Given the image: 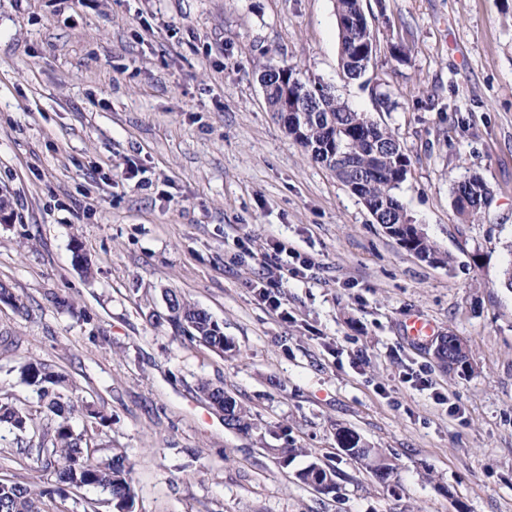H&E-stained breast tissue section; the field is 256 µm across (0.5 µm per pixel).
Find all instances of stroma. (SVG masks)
Instances as JSON below:
<instances>
[{
    "label": "stroma",
    "mask_w": 512,
    "mask_h": 512,
    "mask_svg": "<svg viewBox=\"0 0 512 512\" xmlns=\"http://www.w3.org/2000/svg\"><path fill=\"white\" fill-rule=\"evenodd\" d=\"M334 5L0 0V285L17 299L0 302V401L34 416L0 427V476L57 486L24 451L46 421L19 369L41 361L111 416L71 425L95 460L125 453L133 512H512V0H363L376 46L353 82ZM267 61L396 133L398 195L451 265L403 248L285 133ZM473 172L493 201L471 224L451 188ZM274 242L314 260L283 288L286 320L259 295ZM171 292L235 356L157 325ZM414 315L432 338L405 335ZM448 334L466 369L436 359ZM202 380L248 405L253 430L227 428ZM340 427L382 452L388 479L339 447ZM287 444L313 454L281 464ZM313 461L335 467V490L297 479Z\"/></svg>",
    "instance_id": "1"
}]
</instances>
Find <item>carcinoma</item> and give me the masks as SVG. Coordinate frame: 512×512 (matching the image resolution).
Wrapping results in <instances>:
<instances>
[{
    "instance_id": "1",
    "label": "carcinoma",
    "mask_w": 512,
    "mask_h": 512,
    "mask_svg": "<svg viewBox=\"0 0 512 512\" xmlns=\"http://www.w3.org/2000/svg\"><path fill=\"white\" fill-rule=\"evenodd\" d=\"M336 18L345 25L339 30L340 59L348 81H357L365 73L359 68L357 55L370 39L371 32L364 24L366 16L360 0H336ZM259 81L263 83L264 99L269 111L283 112L289 101L301 104L306 116L308 135L300 145L312 160L322 164L344 184L358 181L366 205L380 214V222L393 229L392 237L421 259L439 265L451 263V256L439 250L436 244L418 227L410 223L405 208L397 196L406 176L400 170H408L409 158L397 135L386 125L371 124L366 112H359L336 94V87L326 83H310L299 78V72L270 62L260 65ZM452 196L460 202L455 207L457 217L473 222L481 217L490 196V189L477 174L464 176L454 183ZM172 312L158 322L171 328L175 336L190 343L200 342L221 352L229 350L219 325L203 310L170 294ZM20 380L36 388L43 401L49 427L38 444V453H47L46 464L56 460L61 463L58 481L61 487L48 490L37 482H17L0 479V512H61L48 507L54 496L66 498V490L84 487L100 488L111 496L115 512H123L134 501L132 466L122 452L94 463L86 435L75 432L70 416L79 408L78 400L62 392L66 388L65 377L51 365L30 361L19 370ZM33 422L32 414L8 403H0V424L12 430L24 432ZM224 424L247 433L253 428L251 410L234 397L224 404ZM336 440L346 448V454L374 474L385 479L391 467L386 458L375 448L365 444L354 431L336 429ZM287 464L295 457L312 454L310 448L289 446L273 448ZM329 480L336 486V471L315 462L297 473V478L310 485L317 478Z\"/></svg>"
}]
</instances>
